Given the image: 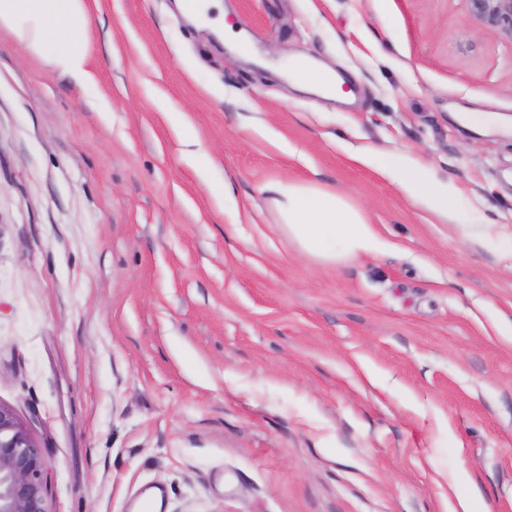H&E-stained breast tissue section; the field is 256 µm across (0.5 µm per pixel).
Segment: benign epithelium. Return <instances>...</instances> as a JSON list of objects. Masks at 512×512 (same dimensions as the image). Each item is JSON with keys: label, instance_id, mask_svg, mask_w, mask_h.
<instances>
[{"label": "benign epithelium", "instance_id": "obj_1", "mask_svg": "<svg viewBox=\"0 0 512 512\" xmlns=\"http://www.w3.org/2000/svg\"><path fill=\"white\" fill-rule=\"evenodd\" d=\"M484 29L512 38V0H468ZM45 449L14 412L0 404V512H50Z\"/></svg>", "mask_w": 512, "mask_h": 512}]
</instances>
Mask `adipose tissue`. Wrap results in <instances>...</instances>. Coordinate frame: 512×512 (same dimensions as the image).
Here are the masks:
<instances>
[{
  "mask_svg": "<svg viewBox=\"0 0 512 512\" xmlns=\"http://www.w3.org/2000/svg\"><path fill=\"white\" fill-rule=\"evenodd\" d=\"M92 8L91 0H0V26L61 73L87 86L93 77L86 67L82 35ZM380 166L411 198L425 199L435 213L453 210V188H433L420 172L394 160L381 161ZM278 192L289 232L310 255L340 262L393 248L339 191L288 183Z\"/></svg>",
  "mask_w": 512,
  "mask_h": 512,
  "instance_id": "adipose-tissue-1",
  "label": "adipose tissue"
}]
</instances>
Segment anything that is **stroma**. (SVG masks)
<instances>
[{
	"mask_svg": "<svg viewBox=\"0 0 512 512\" xmlns=\"http://www.w3.org/2000/svg\"><path fill=\"white\" fill-rule=\"evenodd\" d=\"M223 2L245 48L99 0L88 88L0 29V404L50 512H461L462 470L472 512H512V260L461 232L512 235V137L467 122L512 123V39L467 0ZM276 182L341 191L397 251L303 253ZM381 169L388 177L399 182L403 190L414 199L423 198L435 213L448 215L455 206V191L451 185L436 189L430 186L417 170L394 160H382Z\"/></svg>",
	"mask_w": 512,
	"mask_h": 512,
	"instance_id": "obj_1",
	"label": "stroma"
}]
</instances>
